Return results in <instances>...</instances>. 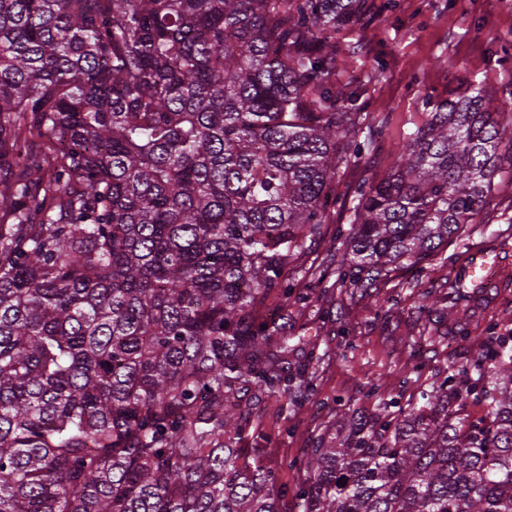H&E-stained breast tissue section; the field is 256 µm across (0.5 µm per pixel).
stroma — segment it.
<instances>
[{"label": "stroma", "mask_w": 512, "mask_h": 512, "mask_svg": "<svg viewBox=\"0 0 512 512\" xmlns=\"http://www.w3.org/2000/svg\"><path fill=\"white\" fill-rule=\"evenodd\" d=\"M367 6L369 23L336 33V45L349 65L337 68L332 80L358 90L366 126H382V136L372 151L353 158L340 172L338 200L322 236L311 242L298 269L286 272L297 299L285 301L275 291L263 302L264 310L281 311L283 333L314 337L323 354L310 366L318 386L316 402L300 405L284 397L263 401L255 419L258 435L244 442L278 466L279 483L286 490L280 501L283 512L296 507L301 476L293 462L330 420L328 399L339 396L356 409H371L365 392L378 376L385 394L404 403L420 389L413 380L416 364L425 363V378H441L450 364L478 357L475 348L450 337L447 300H440L429 315L416 309L428 286L416 270L391 273L367 296L356 294L350 284L324 291L318 279L336 267L333 244L339 231L349 227L355 188L393 166V145L424 120L425 96L442 101L471 86L484 91L493 110L512 112V0H367ZM450 58L455 61L451 68L446 65ZM502 168L494 202L470 241L498 239L505 256L512 258V160L503 159ZM344 336L354 350L341 360L336 346ZM411 336L420 337V347L410 348Z\"/></svg>", "instance_id": "obj_1"}]
</instances>
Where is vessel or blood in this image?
Returning a JSON list of instances; mask_svg holds the SVG:
<instances>
[{"instance_id": "1", "label": "vessel or blood", "mask_w": 512, "mask_h": 512, "mask_svg": "<svg viewBox=\"0 0 512 512\" xmlns=\"http://www.w3.org/2000/svg\"><path fill=\"white\" fill-rule=\"evenodd\" d=\"M512 265L501 256L500 249L490 242L470 246L455 266L454 276L462 285L470 288L467 300L470 307L483 303L491 285L504 284Z\"/></svg>"}]
</instances>
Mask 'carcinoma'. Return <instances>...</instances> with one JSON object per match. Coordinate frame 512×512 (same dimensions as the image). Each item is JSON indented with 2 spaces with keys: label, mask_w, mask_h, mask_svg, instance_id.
<instances>
[{
  "label": "carcinoma",
  "mask_w": 512,
  "mask_h": 512,
  "mask_svg": "<svg viewBox=\"0 0 512 512\" xmlns=\"http://www.w3.org/2000/svg\"><path fill=\"white\" fill-rule=\"evenodd\" d=\"M362 0H0V512H281L237 444L270 394L317 395L309 336L256 311L320 237L362 141L331 74ZM61 145L45 178L22 134ZM512 153L482 91L432 104L355 190L336 287L466 248ZM411 408L344 399L293 465L298 512H512V335ZM483 404V416L453 408ZM346 481L342 486L339 481Z\"/></svg>",
  "instance_id": "obj_1"
}]
</instances>
